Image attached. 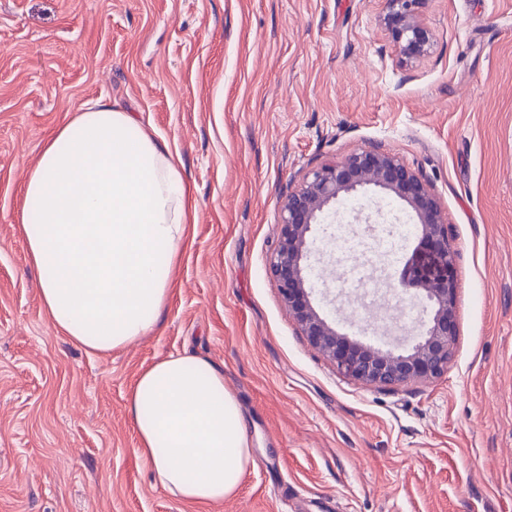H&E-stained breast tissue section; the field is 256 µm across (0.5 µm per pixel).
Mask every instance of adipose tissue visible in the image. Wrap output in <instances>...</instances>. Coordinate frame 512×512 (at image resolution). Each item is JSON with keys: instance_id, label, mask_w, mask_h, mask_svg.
<instances>
[{"instance_id": "obj_1", "label": "adipose tissue", "mask_w": 512, "mask_h": 512, "mask_svg": "<svg viewBox=\"0 0 512 512\" xmlns=\"http://www.w3.org/2000/svg\"><path fill=\"white\" fill-rule=\"evenodd\" d=\"M180 164L101 100L45 141L22 188L18 229L41 273L42 306L72 344L108 352L157 327L197 221ZM127 410L138 456L182 501L223 502L254 462L239 402L205 358L158 359L137 376Z\"/></svg>"}]
</instances>
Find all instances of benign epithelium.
<instances>
[{"mask_svg":"<svg viewBox=\"0 0 512 512\" xmlns=\"http://www.w3.org/2000/svg\"><path fill=\"white\" fill-rule=\"evenodd\" d=\"M382 25L402 57L418 59L431 47V33L419 16L422 0H386ZM372 185L405 202L415 213L420 259L398 280L401 292L422 297L432 308L429 326L411 350L384 351L339 332L312 305L303 274L309 234L318 215L342 194ZM454 251L437 198L398 156L365 148L340 162L321 165L288 192L269 269L282 301L312 347L347 378L365 385L393 386L440 376L448 367L457 335Z\"/></svg>","mask_w":512,"mask_h":512,"instance_id":"obj_1","label":"benign epithelium"}]
</instances>
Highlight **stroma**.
Returning a JSON list of instances; mask_svg holds the SVG:
<instances>
[{"label": "stroma", "instance_id": "35a3bbf8", "mask_svg": "<svg viewBox=\"0 0 512 512\" xmlns=\"http://www.w3.org/2000/svg\"><path fill=\"white\" fill-rule=\"evenodd\" d=\"M385 0H0V512H512V0H422L430 52L404 60ZM179 153L198 209L159 326L107 353L40 300L16 215L46 138L88 101ZM427 182L455 254L457 336L437 378L349 380L269 272L288 191L364 148ZM398 276L417 219L366 187L329 207ZM352 281L314 304L356 339ZM377 301L407 332L427 315ZM224 372L255 463L221 508L154 485L126 398L159 358Z\"/></svg>", "mask_w": 512, "mask_h": 512}]
</instances>
